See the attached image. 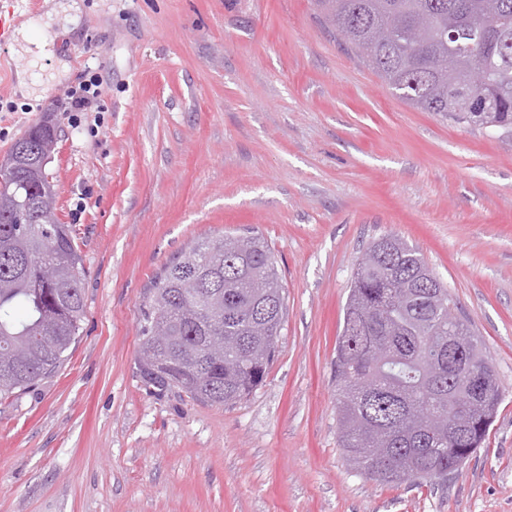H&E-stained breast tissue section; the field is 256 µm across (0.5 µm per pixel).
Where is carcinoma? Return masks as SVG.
I'll return each mask as SVG.
<instances>
[{
  "label": "carcinoma",
  "mask_w": 512,
  "mask_h": 512,
  "mask_svg": "<svg viewBox=\"0 0 512 512\" xmlns=\"http://www.w3.org/2000/svg\"><path fill=\"white\" fill-rule=\"evenodd\" d=\"M316 10L402 101L512 139V0H314ZM469 98L452 89L475 70ZM43 121L7 158L16 198L0 194V400L54 373L84 316L83 266L72 229L47 206L17 222L15 201L53 191L42 153ZM50 264L54 279L42 276ZM287 317L274 257L257 235L225 233L189 246L163 268L142 313L138 365L151 392L178 389L233 407L264 381ZM475 366L495 372L472 324L420 250L397 235L358 257L336 345L338 440L347 464L382 485L445 484L484 443L499 384L450 409L459 383L448 326Z\"/></svg>",
  "instance_id": "carcinoma-1"
}]
</instances>
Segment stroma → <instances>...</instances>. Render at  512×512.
<instances>
[{"mask_svg": "<svg viewBox=\"0 0 512 512\" xmlns=\"http://www.w3.org/2000/svg\"><path fill=\"white\" fill-rule=\"evenodd\" d=\"M50 34L12 89L0 159L44 117L85 314L63 365L0 403V512H512V139L409 107L312 0H44ZM100 116L63 109L79 74ZM256 231L288 297L279 354L237 406L149 392L142 307L195 240ZM395 233L420 249L481 336L501 401L446 486L381 485L338 445L336 340L356 261Z\"/></svg>", "mask_w": 512, "mask_h": 512, "instance_id": "obj_1", "label": "stroma"}]
</instances>
